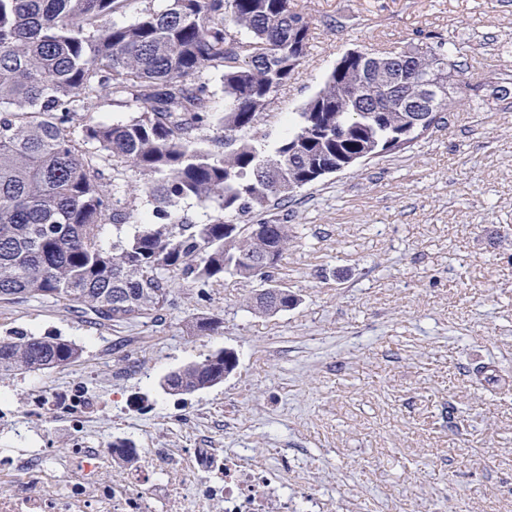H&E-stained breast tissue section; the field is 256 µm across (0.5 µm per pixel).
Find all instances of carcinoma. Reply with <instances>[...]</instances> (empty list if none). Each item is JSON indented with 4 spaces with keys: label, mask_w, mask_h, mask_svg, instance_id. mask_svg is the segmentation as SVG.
Returning <instances> with one entry per match:
<instances>
[{
    "label": "carcinoma",
    "mask_w": 512,
    "mask_h": 512,
    "mask_svg": "<svg viewBox=\"0 0 512 512\" xmlns=\"http://www.w3.org/2000/svg\"><path fill=\"white\" fill-rule=\"evenodd\" d=\"M134 2L0 0V300L78 303L104 325L156 322L174 279L204 288L230 276L260 282L245 300L250 311L296 306L275 278L296 238L286 204L327 174L430 136L450 111L459 64L442 43L347 52L288 117V135L261 145L266 110L309 55L311 18L292 0H168L130 23L107 22ZM204 72L224 87L223 113L212 111ZM475 97L508 100L512 78L482 83ZM99 101L142 111L123 123L96 120L88 112ZM215 127L222 149L204 145ZM137 181L153 204L146 217L126 202ZM185 199L216 217L172 220ZM222 324L201 313L192 330ZM82 354L72 339L15 330L0 338V376ZM236 367L221 349L170 370L159 387L193 394Z\"/></svg>",
    "instance_id": "1"
}]
</instances>
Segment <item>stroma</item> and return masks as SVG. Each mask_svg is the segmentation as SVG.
Segmentation results:
<instances>
[{"label":"stroma","instance_id":"1","mask_svg":"<svg viewBox=\"0 0 512 512\" xmlns=\"http://www.w3.org/2000/svg\"><path fill=\"white\" fill-rule=\"evenodd\" d=\"M293 5L313 21L310 53L267 131L280 134L347 51L407 41L445 42L463 68L447 124L289 204L296 239L276 272L299 299L288 311H247L252 286L230 276L203 293L177 284L162 321L126 328L52 300L0 301V337L50 332L84 348L74 364L0 377V448H231L270 465L287 456L326 512H512V99L474 96L512 75V0ZM202 312L223 319L219 333H190ZM220 349L238 357L222 384L159 388ZM77 391L84 410L37 407Z\"/></svg>","mask_w":512,"mask_h":512}]
</instances>
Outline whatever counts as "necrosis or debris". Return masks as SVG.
Masks as SVG:
<instances>
[{"label":"necrosis or debris","mask_w":512,"mask_h":512,"mask_svg":"<svg viewBox=\"0 0 512 512\" xmlns=\"http://www.w3.org/2000/svg\"><path fill=\"white\" fill-rule=\"evenodd\" d=\"M126 462L120 479L106 477ZM319 512L321 497L288 493V464L258 465L225 448H0V512Z\"/></svg>","instance_id":"obj_1"}]
</instances>
